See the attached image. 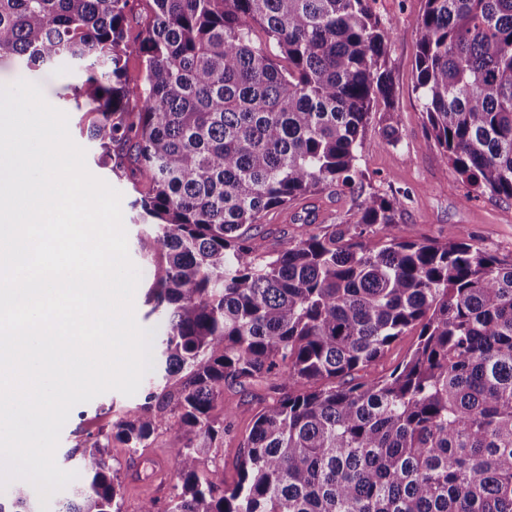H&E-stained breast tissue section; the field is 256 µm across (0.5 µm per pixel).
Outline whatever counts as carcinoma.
Masks as SVG:
<instances>
[{"mask_svg": "<svg viewBox=\"0 0 512 512\" xmlns=\"http://www.w3.org/2000/svg\"><path fill=\"white\" fill-rule=\"evenodd\" d=\"M424 2L426 145L466 198L512 200V0ZM375 3L0 0L1 58L84 65L81 132L138 193L146 302L164 308L165 386L75 447L82 481L58 512H122L112 437L143 448L173 416L168 512H512V261L400 239L404 193L368 195L338 230L296 214L304 230L273 255L243 232L361 181L373 114L393 110ZM414 328L405 361L355 380ZM260 374L288 394L257 415L226 487L200 467L232 426L212 411ZM0 512H38L29 485Z\"/></svg>", "mask_w": 512, "mask_h": 512, "instance_id": "1", "label": "carcinoma"}]
</instances>
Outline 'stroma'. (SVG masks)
<instances>
[{
  "label": "stroma",
  "mask_w": 512,
  "mask_h": 512,
  "mask_svg": "<svg viewBox=\"0 0 512 512\" xmlns=\"http://www.w3.org/2000/svg\"><path fill=\"white\" fill-rule=\"evenodd\" d=\"M377 12L393 26L386 67L391 73L394 109L376 113L369 127L364 146L359 153L358 166L364 177L360 193L334 187L299 200L283 211L270 213L254 229L262 237L267 250L278 249L283 237L301 232L293 221L294 214L312 211L318 224H341L356 211L360 196L377 193L391 195L396 191L408 194V200L397 216L396 234L405 240L457 241L475 240L499 258L512 260V200L488 194L467 198V189L449 165L444 163L436 148L426 146L425 116L414 90V63L417 51L418 22L423 12V0H376ZM20 80L38 84L46 101L68 116L69 133L84 149L89 172L122 194L121 209L127 232L128 251L135 265L143 258L137 245L138 225L131 221V202L135 192L131 182L117 178L96 164V148L81 137V113L75 107L72 88L80 81L70 67L26 68L13 60L0 62V85ZM394 126L397 140H389L385 126ZM285 393L279 381L256 378L243 385L225 386L213 416L233 418V429L216 448L203 457V467L215 464L224 467V482L233 485L239 478L238 460L242 443L257 414ZM144 401L143 393L125 396L117 391L103 393L90 402L75 406L64 425L55 460L64 470H75L76 464L68 455L87 434L108 429L125 418L127 413ZM177 422L156 431L147 447L128 448L120 439H113L109 455L118 471L122 488L123 512H137L148 499L155 500L159 512H167L176 492L174 468L155 472L151 459H169L170 446L177 434Z\"/></svg>",
  "instance_id": "1"
}]
</instances>
